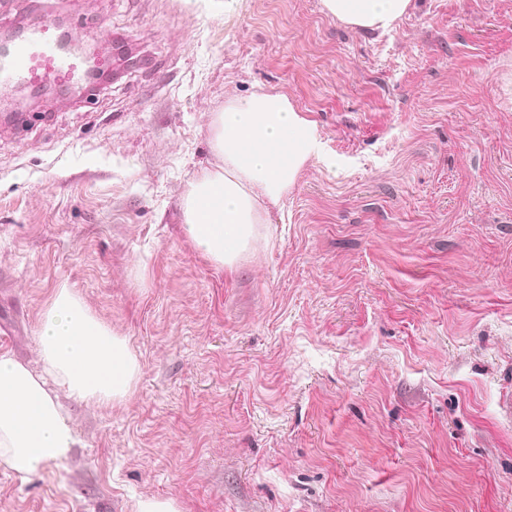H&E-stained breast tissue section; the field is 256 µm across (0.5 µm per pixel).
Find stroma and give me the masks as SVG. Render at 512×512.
I'll return each mask as SVG.
<instances>
[{
	"label": "stroma",
	"instance_id": "1",
	"mask_svg": "<svg viewBox=\"0 0 512 512\" xmlns=\"http://www.w3.org/2000/svg\"><path fill=\"white\" fill-rule=\"evenodd\" d=\"M131 49L92 98L0 115V354L73 289L140 364L122 402L60 393L80 439L0 512H512V0H415L393 30L321 0H0ZM322 156L240 267L181 200L208 124L256 87Z\"/></svg>",
	"mask_w": 512,
	"mask_h": 512
}]
</instances>
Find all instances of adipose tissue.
I'll return each mask as SVG.
<instances>
[{
    "label": "adipose tissue",
    "mask_w": 512,
    "mask_h": 512,
    "mask_svg": "<svg viewBox=\"0 0 512 512\" xmlns=\"http://www.w3.org/2000/svg\"><path fill=\"white\" fill-rule=\"evenodd\" d=\"M328 13L356 29L385 32L408 13L412 0H322ZM209 144L219 163L188 183L183 226L213 264L235 270L265 235L301 174L321 156L317 125L287 96L257 88L230 98L209 122ZM43 363L35 374L0 354V462L26 482L47 464L67 459L78 438L48 390L103 404L124 400L139 371L125 339L98 321L69 288L58 289L38 334Z\"/></svg>",
    "instance_id": "obj_1"
}]
</instances>
